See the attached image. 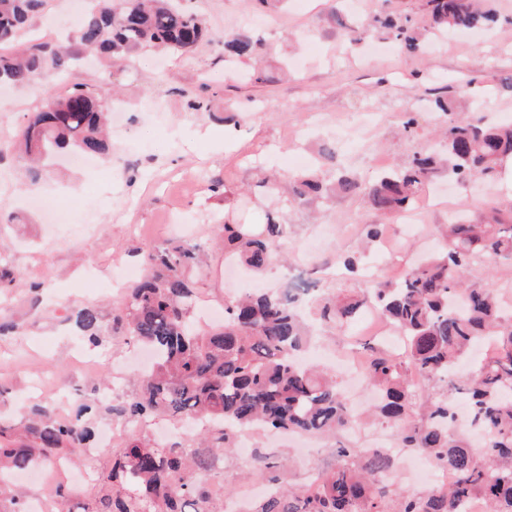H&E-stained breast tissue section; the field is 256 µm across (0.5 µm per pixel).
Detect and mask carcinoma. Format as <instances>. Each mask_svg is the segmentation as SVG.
<instances>
[{"label": "carcinoma", "mask_w": 512, "mask_h": 512, "mask_svg": "<svg viewBox=\"0 0 512 512\" xmlns=\"http://www.w3.org/2000/svg\"><path fill=\"white\" fill-rule=\"evenodd\" d=\"M47 0H0V82L27 86L47 76H64L86 51L115 64L145 50L173 55L192 52L209 34L205 19L183 10L178 0H89L70 45L25 43L22 37L42 16ZM433 27L439 31L485 30L497 21L491 0H429ZM381 24L409 54L423 49V33L387 16ZM256 43L248 36H224V55L251 57ZM443 144L434 154L416 153L400 169L362 182L342 172L336 191L362 195L383 213L411 208L429 177L444 167L448 178L465 184L495 177L512 156V126L497 127L478 116L449 111ZM106 104L95 90L76 87L49 97L17 129L16 139L33 162L73 149L107 157L103 135ZM294 195L322 197L323 179L304 174L294 180ZM287 225L272 218L257 233L244 224H223L224 256L240 259L255 272L282 256ZM204 251L195 244L154 245L145 254L148 274L126 288L114 318L116 328L136 343L150 346L153 367L137 375L139 390L126 396L116 414L140 423L164 416L209 425L196 438L197 449L174 444L156 446L130 434L112 469L98 476L97 512H224V487H211L217 465L234 447L228 427L269 428L283 432L335 434L358 420L348 408L341 386L324 370L297 364L294 356L310 336L288 291L250 294L224 303V326L201 332L189 320L197 299L186 273L201 264ZM512 261V221L494 216L486 224L448 220L445 251L409 268L396 284L376 282L355 298L318 299L320 319L340 326L358 311L375 306L408 340L409 356L400 359L366 343L372 360L366 378L379 390L375 412L394 428L402 448L418 451L456 472L444 491H416L393 479L390 456H365L357 448L336 449L340 463L321 472L314 484L296 489L281 484L283 460L262 455L258 464L272 491L248 512H456L471 497L483 498L490 512H512V324L502 320L501 298L493 284L469 283L468 269L478 263ZM76 326L93 346L103 344L97 310L75 312ZM497 345L495 358L479 364L461 384L448 378L481 337ZM422 374L420 384L412 375ZM447 385L429 392V384ZM468 406L469 424L485 435L481 450L472 448L458 424L453 399ZM77 417L56 420L35 406L25 433L34 449L0 442V466L27 469L34 455L50 462L89 447L93 431L83 417L94 402L77 395Z\"/></svg>", "instance_id": "carcinoma-1"}]
</instances>
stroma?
I'll list each match as a JSON object with an SVG mask.
<instances>
[{
  "instance_id": "stroma-1",
  "label": "stroma",
  "mask_w": 512,
  "mask_h": 512,
  "mask_svg": "<svg viewBox=\"0 0 512 512\" xmlns=\"http://www.w3.org/2000/svg\"><path fill=\"white\" fill-rule=\"evenodd\" d=\"M182 6L202 15L212 34L190 54L161 57L147 50L120 68L89 60L33 88H0V111L11 114L9 123H0V267L17 275L0 290V320L13 326L0 335L1 430L22 432L29 406L52 405V393H37L31 384L43 365L68 396L92 394L119 366L127 369L125 391H136L137 345L114 334L112 324L122 289L144 272L146 246L174 238L208 246L207 270L195 281L199 298L218 307L244 287L283 286L279 265L240 282L225 278L224 251L214 244L224 221L265 223L264 173L286 177L317 166L321 144L333 141L340 144L337 164L364 180L376 177V160L391 168L403 164L435 146L443 120L430 91L446 84L466 88L456 112H471L477 102L490 122L512 125V88L500 84L512 77V0H496L493 29L436 40L421 56L393 44L364 59L350 47L349 28L390 12L424 26L425 0H288L284 8L273 0H182ZM333 8L342 24L330 19ZM79 11L80 0H49L33 38L59 40L74 32ZM239 33L262 42L259 61L225 58L224 35ZM255 67L267 82L243 80ZM76 84L128 114L125 129L112 134L111 168H77V155L62 151L31 183L10 147L13 133L46 93L63 94ZM415 99L419 126L409 136L401 117ZM195 102L201 111L192 110ZM442 190L445 204L418 202L421 238L358 197L283 204L279 217L288 234L282 249L293 262L329 258L334 268L320 279L332 292L344 273L342 260L359 254L367 225L389 224L391 248L407 266L439 252L449 208L473 223L487 221L494 207L512 215V182L504 178L452 186L441 173L426 192ZM84 305L97 309L105 339L101 364L91 373L71 362L81 342L71 312ZM374 317L368 309L359 326H318L314 364L325 365L328 356L372 335ZM80 464L65 461L23 483L10 478L0 486V512H9L17 487L29 501L59 500L71 512H94L98 489H76L67 476Z\"/></svg>"
}]
</instances>
